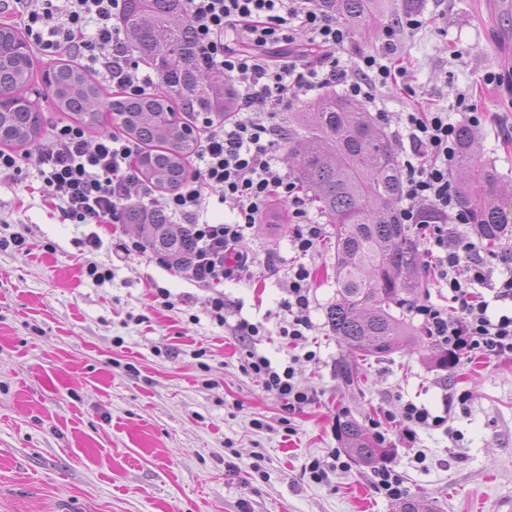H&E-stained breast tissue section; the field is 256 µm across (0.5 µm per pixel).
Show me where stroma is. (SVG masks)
<instances>
[{
	"mask_svg": "<svg viewBox=\"0 0 512 512\" xmlns=\"http://www.w3.org/2000/svg\"><path fill=\"white\" fill-rule=\"evenodd\" d=\"M432 22L406 37L401 55L415 96L381 91L393 132L413 103L458 113L469 94L485 121L481 162L512 182V94L488 73L512 74V0H424ZM33 159L0 180V512H396L377 494L373 470L348 461L330 483L308 466L342 452L339 425L376 433L387 424L392 467L411 498L433 512H512V359L461 357L438 369L426 345L359 362L347 387L348 354L326 318L336 300L333 225L306 256L293 249L289 206L273 201L240 250L255 260L224 282L227 299L266 330L256 347L273 363L298 356L296 377L313 400L287 410L241 365L247 345L210 315L213 292L158 264L154 252L118 257L133 224H73L42 196ZM275 269H267L268 257ZM111 268L95 285L86 260ZM310 272L311 328L298 344L278 334L293 265ZM170 293L162 306L157 289ZM313 350L317 361H304ZM448 414L447 427L408 440L387 423L406 403Z\"/></svg>",
	"mask_w": 512,
	"mask_h": 512,
	"instance_id": "stroma-1",
	"label": "stroma"
}]
</instances>
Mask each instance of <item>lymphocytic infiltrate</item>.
I'll list each match as a JSON object with an SVG mask.
<instances>
[{"mask_svg": "<svg viewBox=\"0 0 512 512\" xmlns=\"http://www.w3.org/2000/svg\"><path fill=\"white\" fill-rule=\"evenodd\" d=\"M18 2L23 6V34L42 56L73 61L126 96L155 91L157 75L134 62L122 37L125 0ZM186 7L204 68L235 81L238 111L253 115L249 121L203 124L198 163L165 201L170 223L186 228L193 247L177 258L159 256V263L189 272L200 287L216 289L252 267V259L238 244L273 199L291 203L299 254L312 252L323 238V227L310 217L306 198L280 166L284 134L277 114L302 96L336 85L348 97L372 105L387 85L408 86L410 69L398 59L400 45L426 21L420 14H406L400 23L383 28L378 50L359 54L348 65L338 53L350 33L316 0H186ZM397 137L404 143L399 221L414 228L436 286L447 289L459 310L454 316L447 307L423 303L416 305V314L435 341L456 355L512 357V313L490 309L494 301L512 303V251L500 254L505 271L495 275L480 245L460 231L469 215L459 204L452 178L456 122L440 108H413L405 112ZM141 150V144L115 132L89 142L81 124L67 123L55 127L40 145L36 164L45 192L64 219L75 224H120L130 186L140 189V208L154 204L155 188L143 182L133 162ZM215 192L236 209L237 221L200 220ZM418 201L444 215V223L425 222L414 207ZM309 277L300 265L288 278V297L283 301L288 324L280 334L292 344L303 339L311 324ZM241 369L289 409L311 401L296 385L293 365L273 364L252 349Z\"/></svg>", "mask_w": 512, "mask_h": 512, "instance_id": "f902f5d3", "label": "lymphocytic infiltrate"}]
</instances>
